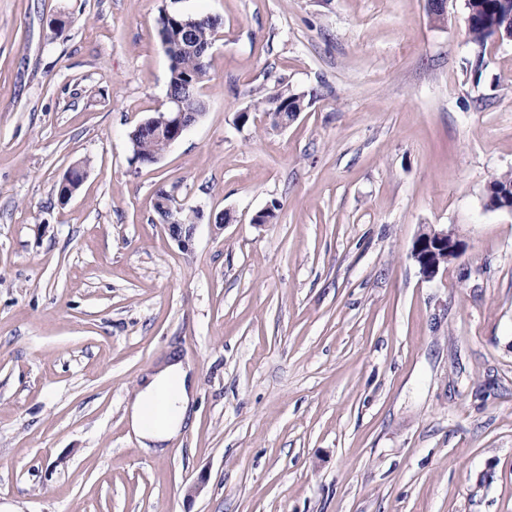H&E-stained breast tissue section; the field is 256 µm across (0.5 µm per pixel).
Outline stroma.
<instances>
[{
    "label": "stroma",
    "mask_w": 512,
    "mask_h": 512,
    "mask_svg": "<svg viewBox=\"0 0 512 512\" xmlns=\"http://www.w3.org/2000/svg\"><path fill=\"white\" fill-rule=\"evenodd\" d=\"M164 12L219 33L203 116L141 166ZM466 16L0 0V512H512V212L484 206L512 171V41L474 45ZM281 81L316 96L276 129L250 105ZM161 188L203 213L189 248ZM426 224L467 244L431 280ZM173 355L195 414L148 453L125 406ZM155 211L158 214L161 223L166 225L169 235L178 243V245L184 249L189 248L193 240L195 226L197 225L193 224V213L195 210H192L191 214L184 213L182 211L179 217L180 223L178 224H168V212L161 210L156 203Z\"/></svg>",
    "instance_id": "stroma-1"
}]
</instances>
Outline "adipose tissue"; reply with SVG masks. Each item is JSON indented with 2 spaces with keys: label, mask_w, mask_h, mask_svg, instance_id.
<instances>
[{
  "label": "adipose tissue",
  "mask_w": 512,
  "mask_h": 512,
  "mask_svg": "<svg viewBox=\"0 0 512 512\" xmlns=\"http://www.w3.org/2000/svg\"><path fill=\"white\" fill-rule=\"evenodd\" d=\"M190 372V365L178 358L147 369L137 393L128 400L126 423L145 451L164 452L188 421L195 401Z\"/></svg>",
  "instance_id": "1"
}]
</instances>
